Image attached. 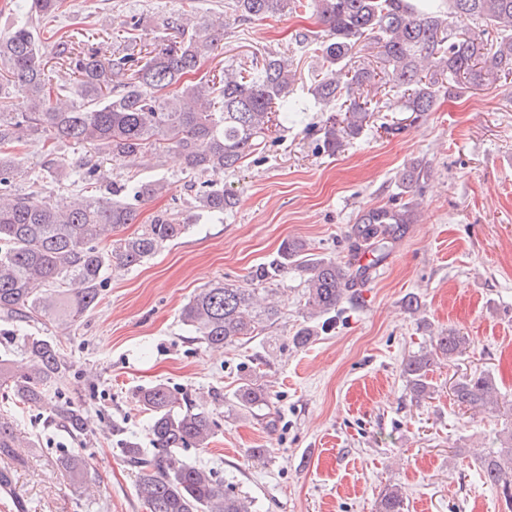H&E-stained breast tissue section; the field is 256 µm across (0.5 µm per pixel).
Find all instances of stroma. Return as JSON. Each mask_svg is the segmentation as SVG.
<instances>
[{
  "label": "stroma",
  "mask_w": 512,
  "mask_h": 512,
  "mask_svg": "<svg viewBox=\"0 0 512 512\" xmlns=\"http://www.w3.org/2000/svg\"><path fill=\"white\" fill-rule=\"evenodd\" d=\"M232 0H63L50 26L58 33L100 31L94 46L112 52L111 32L138 19L139 44H157L165 22L182 13L223 15L224 38L201 73L227 66L254 71L268 54L288 57L297 111L271 127L262 150L235 171L188 176L175 153L116 162L90 147L42 137L16 148V193L62 194L92 187L106 193L128 176L166 189L138 206L125 235L162 212L190 215L201 183L234 192L236 207L192 217L180 237L138 266L108 269L102 300L73 326L0 321V355L22 363L24 339L43 336L66 361L52 396L30 407L0 390V416L24 448L0 455L12 480L0 512H144L140 473L120 453L123 442L151 445L150 417L136 394L164 383L190 400L206 396L217 427L208 447L185 459L215 472L253 501V512H377L390 487L405 494L406 512H508L498 490L480 478L478 455L496 450L512 429V83L439 95L433 111H393L383 89L369 88L373 109L362 135L335 155L321 149L331 103L309 92L321 59L300 36L320 30L305 10L236 20ZM422 164L424 177L400 190L399 176ZM406 204L415 221L383 251L357 242L361 211ZM310 253L366 258L336 314L333 330L307 346L292 343L303 322V272L274 283L283 298L277 320L250 341L214 350L182 324L180 310L200 290L244 283L251 266L283 240ZM416 297L417 314L404 308ZM455 329L472 344L429 373L434 393L415 400L402 363L431 336ZM486 372L500 411L484 419L455 403L459 377ZM261 385L266 407L238 411L243 382ZM82 408L88 427L73 437L54 420L58 402ZM263 456H253V449ZM82 460L91 483L76 481L69 459Z\"/></svg>",
  "instance_id": "stroma-1"
}]
</instances>
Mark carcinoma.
I'll use <instances>...</instances> for the list:
<instances>
[{
  "instance_id": "cac0c4a2",
  "label": "carcinoma",
  "mask_w": 512,
  "mask_h": 512,
  "mask_svg": "<svg viewBox=\"0 0 512 512\" xmlns=\"http://www.w3.org/2000/svg\"><path fill=\"white\" fill-rule=\"evenodd\" d=\"M29 12L41 18L58 12L61 0H28ZM309 9L323 25L304 37L315 45L326 71L312 92L321 101L342 100L341 121L329 117L322 128V148L336 153L345 139L358 138L370 118L364 89L380 85L392 92L399 112H431L438 93L459 95L486 81L512 76V0H448L447 8L429 0H233L241 17H269L284 10ZM140 20L130 22L119 48L101 58L86 34L60 36L55 55L60 65L57 90L80 103L61 108L51 101L50 79L29 22L0 33V317L6 321L77 322L101 299L105 271L137 266L165 243L183 234L189 220L162 214L133 237L115 240L112 251L101 244L137 215V206L161 192L159 181H130L112 187L110 196L82 194L72 200H50L12 191L16 165L14 144L29 135L58 143L89 145L115 161H131L176 150L191 174L235 170L265 142L272 117L288 109L294 81L288 59L269 54L254 73L233 68L204 75L196 72L224 37V19L211 20L197 31L191 18L177 16L164 24L157 47L137 48ZM375 61L356 63L362 50ZM203 213L222 215L236 204L235 195L209 185L196 195ZM357 223L365 241L386 246L399 226L413 223L408 207L363 211ZM290 266L306 275L305 323L292 336L307 346L318 330L336 323V309L347 298L349 267L318 257L301 240H285L268 262L251 269L243 285L220 283L204 288L187 302L182 323L207 345L222 348L263 330L275 319L278 305L262 293ZM46 291L35 295L30 284ZM471 341L455 329L431 337L429 348L403 363L402 373L413 397H431V367L451 361ZM25 350L29 365L15 372L0 358V387L14 398L36 405L66 366L52 340L31 336ZM456 402L480 413L495 414L498 389L488 375L465 376L453 386ZM150 416L152 447L123 443L126 460L141 471L136 487L147 512H249L250 501L221 484L213 472L180 457L187 448H205L215 422L204 406L190 404L180 393L159 383L137 395ZM262 388L245 383L236 393V407L251 411L267 405ZM56 419L73 434L86 431L82 410L64 402ZM23 442L12 424L0 417V454L11 456ZM480 476L500 489L512 509V431L497 450L480 457ZM401 489L381 496L379 512H404Z\"/></svg>"
}]
</instances>
